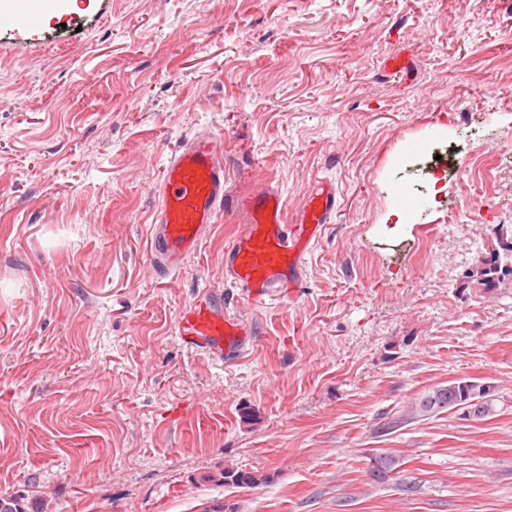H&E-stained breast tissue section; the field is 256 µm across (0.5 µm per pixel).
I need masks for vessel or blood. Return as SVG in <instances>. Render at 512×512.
I'll return each mask as SVG.
<instances>
[{"label": "vessel or blood", "instance_id": "1", "mask_svg": "<svg viewBox=\"0 0 512 512\" xmlns=\"http://www.w3.org/2000/svg\"><path fill=\"white\" fill-rule=\"evenodd\" d=\"M67 0H31L19 13L0 16V25L15 30L39 27L47 15L65 10ZM158 206L151 230V255L160 277L177 271L192 255L217 215L242 213L245 226L224 247V278L254 306L271 294L299 282L302 257L316 242L334 210L336 196L319 186L308 197L297 223H288L278 191L264 187L233 192L224 183V167L216 157L212 134L200 133L168 158L157 186ZM209 287H202L186 306L177 334L187 345L216 360H232L251 340V328L212 303Z\"/></svg>", "mask_w": 512, "mask_h": 512}]
</instances>
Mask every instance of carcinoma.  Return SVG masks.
Listing matches in <instances>:
<instances>
[{
    "label": "carcinoma",
    "instance_id": "1",
    "mask_svg": "<svg viewBox=\"0 0 512 512\" xmlns=\"http://www.w3.org/2000/svg\"><path fill=\"white\" fill-rule=\"evenodd\" d=\"M498 248L489 249V255L480 257L468 272L470 283L483 288H495L506 276H512V240L497 237ZM460 411L478 419L496 412L493 387L477 378H457L446 385H438L422 395L411 407L415 417H428L444 411ZM400 467V459L391 452L380 453L371 460L369 475L374 481H384ZM219 481L227 487L253 488L265 481L255 471L226 467Z\"/></svg>",
    "mask_w": 512,
    "mask_h": 512
}]
</instances>
